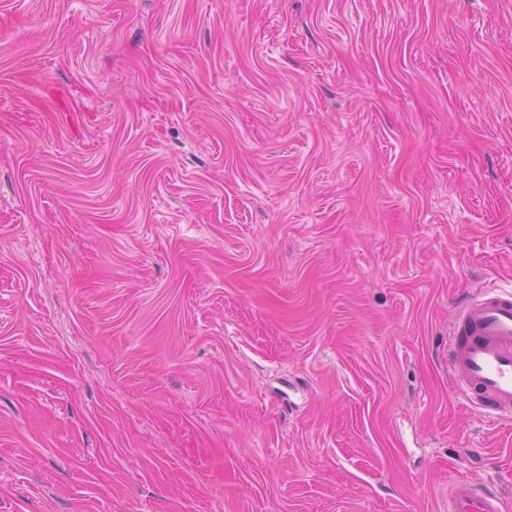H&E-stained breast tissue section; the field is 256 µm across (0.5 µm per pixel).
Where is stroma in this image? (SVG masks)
Segmentation results:
<instances>
[{"label": "stroma", "mask_w": 512, "mask_h": 512, "mask_svg": "<svg viewBox=\"0 0 512 512\" xmlns=\"http://www.w3.org/2000/svg\"><path fill=\"white\" fill-rule=\"evenodd\" d=\"M481 289L512 0H0V512L512 508ZM448 373L461 400L476 409L492 411L494 418L510 419L511 291H479L457 314L448 333ZM479 483L457 480L448 486V512H504L502 499Z\"/></svg>", "instance_id": "35a3bbf8"}]
</instances>
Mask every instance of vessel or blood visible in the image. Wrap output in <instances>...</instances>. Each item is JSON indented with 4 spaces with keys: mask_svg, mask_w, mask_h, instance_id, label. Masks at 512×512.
Segmentation results:
<instances>
[{
    "mask_svg": "<svg viewBox=\"0 0 512 512\" xmlns=\"http://www.w3.org/2000/svg\"><path fill=\"white\" fill-rule=\"evenodd\" d=\"M448 373L468 405L512 415V292H478L448 333ZM448 512H505L502 499L481 484L457 480L448 487Z\"/></svg>",
    "mask_w": 512,
    "mask_h": 512,
    "instance_id": "b4317fda",
    "label": "vessel or blood"
}]
</instances>
